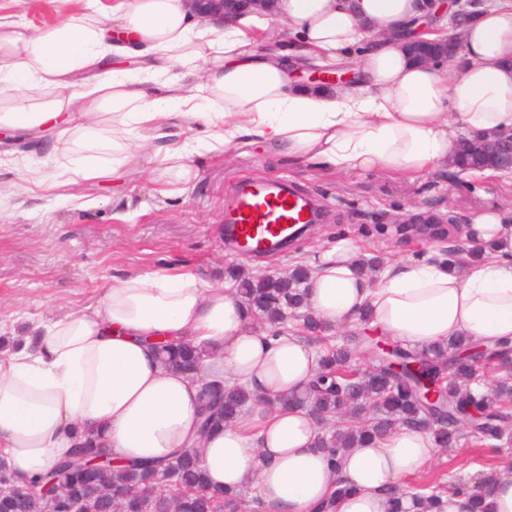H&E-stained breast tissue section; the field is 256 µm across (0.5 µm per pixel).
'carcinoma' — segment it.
I'll use <instances>...</instances> for the list:
<instances>
[{"label": "carcinoma", "mask_w": 512, "mask_h": 512, "mask_svg": "<svg viewBox=\"0 0 512 512\" xmlns=\"http://www.w3.org/2000/svg\"><path fill=\"white\" fill-rule=\"evenodd\" d=\"M236 295L253 317L268 326L276 337L288 329H300L318 344L320 371L306 393L294 398L308 408L322 430L318 444L328 449L330 463H339L347 448L362 447L400 424L431 433L440 448H454L471 438L493 446L512 439V383L504 379L495 386L483 385L482 366L512 368L501 363L503 349L487 347L483 363L468 355L472 343L457 337L444 347L415 350L399 343L391 351L381 347L386 339L373 337L369 319L342 336L326 335L306 302L304 283L309 268L296 264L284 280L274 275H253L231 269ZM169 361L181 370H197L202 352L189 343L164 341ZM372 369L359 372V362ZM441 388L433 402L421 398V377ZM221 405L206 406L210 426L230 424L254 401L242 385L214 387ZM86 464L66 459L48 473L33 478V490L18 488L6 465L0 462V512H67L71 501L82 502L83 512H237L243 493L224 496L208 491L205 473L197 457L183 454L165 465L146 462L141 466L88 471V463L102 455L90 443L79 444ZM484 474L467 479L452 473L428 478L397 496L392 512H441L442 498L463 490ZM409 500L411 508L404 507Z\"/></svg>", "instance_id": "cac0c4a2"}]
</instances>
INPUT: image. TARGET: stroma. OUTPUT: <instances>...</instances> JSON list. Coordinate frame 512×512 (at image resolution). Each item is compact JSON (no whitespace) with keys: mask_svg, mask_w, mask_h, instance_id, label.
Masks as SVG:
<instances>
[{"mask_svg":"<svg viewBox=\"0 0 512 512\" xmlns=\"http://www.w3.org/2000/svg\"><path fill=\"white\" fill-rule=\"evenodd\" d=\"M87 0H0V14L42 29L89 12ZM54 128L33 133L0 129V179L15 167L43 175V185L0 197V347H17L31 325L95 302L104 283L177 271L208 283L224 281L228 266L282 273L302 258L346 238L400 258L429 250L419 239H398L390 216L432 211L467 223L481 207L512 214V173L482 176L436 171L409 180L389 174L330 175L271 145L241 144L217 157H191L190 174L147 163L105 181L72 185L62 175L79 152L56 144ZM285 179L314 197L327 218L269 260H241L225 248L224 203L242 179ZM512 459V445L467 443L439 451L429 474L468 476L481 465Z\"/></svg>","mask_w":512,"mask_h":512,"instance_id":"1","label":"stroma"}]
</instances>
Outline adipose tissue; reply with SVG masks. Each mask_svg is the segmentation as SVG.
Segmentation results:
<instances>
[{
  "label": "adipose tissue",
  "mask_w": 512,
  "mask_h": 512,
  "mask_svg": "<svg viewBox=\"0 0 512 512\" xmlns=\"http://www.w3.org/2000/svg\"><path fill=\"white\" fill-rule=\"evenodd\" d=\"M444 0H278L281 27L250 9L215 29L188 0H112L97 18L73 16L32 33L0 16V125L82 135L76 180L106 179L144 159L188 173L189 157L266 142L339 174L410 179L455 166L460 136L512 128V0H481L456 29L462 48L444 72L415 62L411 38H442ZM346 67L345 83L306 86V63ZM191 130L166 144L172 122ZM112 125L104 136L101 123ZM137 142L125 140L129 126ZM111 155V165L100 164ZM481 256L386 258L363 269L342 238L308 259V302L324 324L360 315L378 333L423 350L466 336L512 343V218L476 212L466 224ZM230 286L186 273L137 275L102 288L97 304L40 323L23 348L0 354V460L31 480L90 434L114 464L167 463L191 448L215 491L251 489L259 512H391V492L420 475L438 447L401 427L331 465L309 413L283 405L319 371L303 336L253 331ZM191 342L197 375L150 346ZM241 384L257 397L234 423L201 432L203 385ZM348 494L334 497L338 484ZM512 512V464L478 490L447 495L443 512Z\"/></svg>",
  "instance_id": "adipose-tissue-1"
}]
</instances>
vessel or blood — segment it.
I'll return each mask as SVG.
<instances>
[{
	"instance_id": "obj_1",
	"label": "vessel or blood",
	"mask_w": 512,
	"mask_h": 512,
	"mask_svg": "<svg viewBox=\"0 0 512 512\" xmlns=\"http://www.w3.org/2000/svg\"><path fill=\"white\" fill-rule=\"evenodd\" d=\"M316 221L311 197L287 181L248 182L224 212V238L242 256L264 257L293 241L302 225Z\"/></svg>"
}]
</instances>
